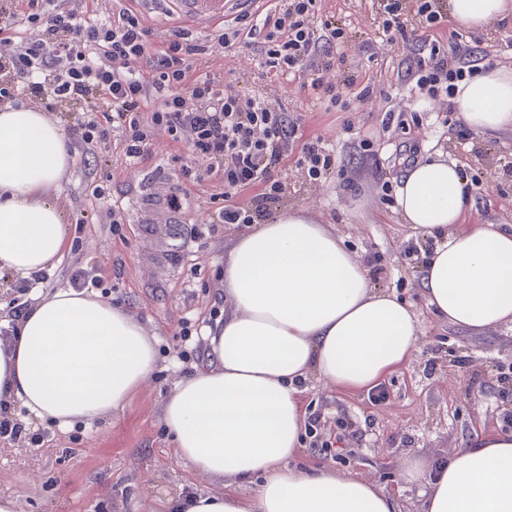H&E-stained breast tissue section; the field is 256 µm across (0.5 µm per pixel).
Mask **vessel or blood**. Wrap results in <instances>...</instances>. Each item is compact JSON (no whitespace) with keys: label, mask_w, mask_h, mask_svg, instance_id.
<instances>
[{"label":"vessel or blood","mask_w":512,"mask_h":512,"mask_svg":"<svg viewBox=\"0 0 512 512\" xmlns=\"http://www.w3.org/2000/svg\"><path fill=\"white\" fill-rule=\"evenodd\" d=\"M154 8L168 13L177 21L205 30L229 15L237 0H147ZM173 191L169 186L148 183L135 206L142 237L151 245L145 256L147 263L174 271L180 255L190 243L182 235L181 212L168 210L167 201Z\"/></svg>","instance_id":"b4317fda"}]
</instances>
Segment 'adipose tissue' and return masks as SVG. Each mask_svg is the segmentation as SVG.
Listing matches in <instances>:
<instances>
[{"instance_id": "obj_1", "label": "adipose tissue", "mask_w": 512, "mask_h": 512, "mask_svg": "<svg viewBox=\"0 0 512 512\" xmlns=\"http://www.w3.org/2000/svg\"><path fill=\"white\" fill-rule=\"evenodd\" d=\"M478 29L512 0H449ZM453 102L473 130L512 128V69L476 72ZM70 162L63 129L31 107L0 108V273L28 278L59 259L64 214L53 190ZM465 180L455 161L416 163L397 189L405 223L432 236L423 269L428 305L455 326L512 324V229L461 226ZM233 307L205 337L215 367L182 379L162 407L179 459L225 478L263 474L251 501L227 492L187 499L176 512H395L373 483L329 469L301 473L303 412L296 383L308 373L347 390L379 383L409 359L419 327L410 306L373 288L365 268L324 225L279 212L238 237L224 266ZM155 343L118 305L59 290L0 347V402H20L59 428L119 407L152 373ZM427 481L424 512H512V432L477 433Z\"/></svg>"}]
</instances>
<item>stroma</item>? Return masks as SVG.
Instances as JSON below:
<instances>
[{"instance_id": "obj_1", "label": "stroma", "mask_w": 512, "mask_h": 512, "mask_svg": "<svg viewBox=\"0 0 512 512\" xmlns=\"http://www.w3.org/2000/svg\"><path fill=\"white\" fill-rule=\"evenodd\" d=\"M320 19L340 21L349 40L336 50L333 82H342L350 68L359 67L370 96L344 95V107L324 111L314 106L301 81L263 76L253 47L242 44L226 50L216 67L225 81L246 90L267 92L299 119L303 139L324 138L334 145L343 168L363 167L366 180H386L398 188L407 169L396 161L397 147L419 146L422 155L440 153L462 164L468 200L464 225H512V182L502 183L504 162H512V130L493 134L469 131L460 142L444 133V121L460 118L446 95L418 98L402 79L408 54L397 40L376 36L383 17L377 0H321ZM480 41L460 53L471 70L489 66L512 68V16L494 19ZM372 40L374 58L361 51ZM403 110L401 123H386L388 112ZM375 144V155L361 162L362 138ZM153 158L132 167L115 150L82 163L73 157L61 181L58 200L65 212L66 245L49 267L47 293L67 288L72 263L102 275L94 297L121 303L156 341L153 375L136 388L124 404L98 419L75 423L63 430L38 419L22 405L10 408L14 422L42 432L44 440L30 447L0 435V496L15 500V512H172L175 503L195 494L233 489L251 497L261 484L256 474L243 481L225 482L197 472L174 453L162 421V407L182 377L183 368H209L212 359H193L194 344L183 341L179 321L208 319L221 291L220 279L235 239L241 231L229 224L212 225L211 213L199 207L202 187H194L183 202L184 221L198 237L191 244L177 275L143 263L145 245L133 219L120 232L99 223L91 197L92 181H108L112 197L130 206L139 194L140 176L162 168L164 178L181 182V166L191 159L187 146L174 145L166 134L155 137ZM288 192L280 210H299L330 228L366 270L383 266L376 286L410 304L419 323L414 354L383 380L386 403L369 405L363 391H350L308 374L303 404L324 408L332 418L349 416L362 431V444H342L326 451L301 445L289 465L299 472L328 468L370 481L392 495L397 512H422L425 484H408L399 471L405 458L423 468L436 466L465 447L476 431L512 429L504 418L512 396L495 390L498 373L512 370V326L482 332L459 328L438 316L423 298L420 268L412 267L409 251L426 240L405 224L395 201L371 203L367 194L335 176L319 185L303 184L288 168Z\"/></svg>"}]
</instances>
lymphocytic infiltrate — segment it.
I'll list each match as a JSON object with an SVG mask.
<instances>
[{
  "mask_svg": "<svg viewBox=\"0 0 512 512\" xmlns=\"http://www.w3.org/2000/svg\"><path fill=\"white\" fill-rule=\"evenodd\" d=\"M403 4L380 0L382 33L409 46L406 80L438 94L440 84L464 75L449 67V47L433 35L445 16L435 0H416L409 23ZM317 5L249 0L208 35L177 26L157 41L137 0H112L104 19L88 0H11L0 7V99H27L50 111L79 104L68 130L84 156L97 154L115 132L126 160L138 165L151 159L155 132L165 130L192 151V164L181 168L184 182L214 181L208 201L215 223L257 224L285 194L287 161L315 185L335 175L336 151L321 137L300 141L284 104L225 83L214 64L236 43L256 46L267 74L310 76L316 102L336 107L340 97L326 75L344 30L315 23Z\"/></svg>",
  "mask_w": 512,
  "mask_h": 512,
  "instance_id": "f902f5d3",
  "label": "lymphocytic infiltrate"
}]
</instances>
